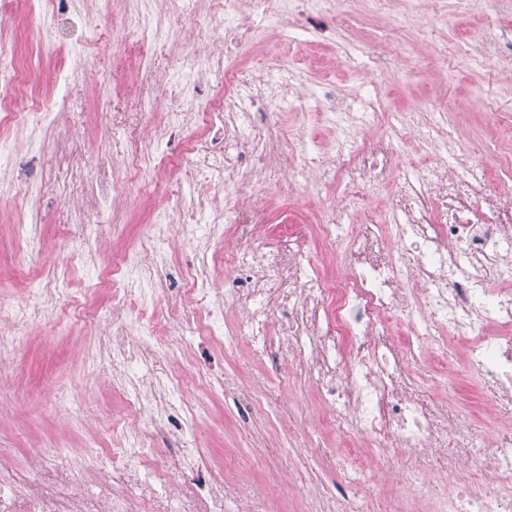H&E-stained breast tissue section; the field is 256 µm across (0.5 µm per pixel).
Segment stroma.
Wrapping results in <instances>:
<instances>
[{
  "mask_svg": "<svg viewBox=\"0 0 512 512\" xmlns=\"http://www.w3.org/2000/svg\"><path fill=\"white\" fill-rule=\"evenodd\" d=\"M418 23L421 30L447 39L454 52L447 62L421 65L420 57L428 55L430 48L419 32L408 33L405 42L409 62L398 65L381 59L369 76L383 93L382 107L432 113L445 102L450 106L449 123H456L458 110H465L467 132L480 135L488 119L487 113L480 110L482 101L492 97L505 99L512 93L496 80L497 61H475L466 49L458 48L457 42L464 39L478 45L497 26L512 25V0H504L498 10L485 14L454 8L444 16L426 13ZM326 25L330 34L303 45L285 41L274 45L264 32H257L253 41L240 50L238 78H247L251 70L266 65L271 58H292L297 62L301 82L311 85L332 79L343 92H351L360 80L358 58L378 56L380 52L373 42V28H348L342 26L337 16L328 18ZM12 42L21 60L36 66L42 79H50L59 51L55 46L37 43L26 18L18 19ZM73 94L90 147L103 146L112 152L123 146L122 140L113 138L109 131L113 113L139 112L148 98L165 97L163 91L149 92L141 86L131 59L113 44L111 23L106 19L100 20L90 34L87 65ZM251 189L272 197L277 211H300L311 224L321 221L331 196L327 190L317 193L307 186L289 183L283 168L267 170L265 178L253 183ZM10 218V212H0V292L23 297L55 276L61 278L72 297L70 307L54 327L33 326L31 336L24 338L13 359L0 366V384L12 396L11 406L0 412V455L22 465L30 449L41 447L47 439H56L62 453L83 447L88 440L87 433L73 426L67 417L36 414L35 404L49 400L57 389L69 392L85 406L88 415L99 414L107 420L123 419L128 401L126 393L113 389L107 379L90 384L81 370L83 360L93 359L105 367L110 360L97 338L84 333L83 312L92 306L102 307L105 300L92 298L82 262L71 254L69 243L61 234L62 225L75 224L74 214L62 199L47 200L41 226L44 253L23 266L17 265L12 257ZM147 221V203L130 198L125 223L100 225L89 248L100 259H109L113 251L142 241ZM179 360L188 374L204 369L223 374L225 379L260 399L254 424L247 428L239 424L233 405L219 398L207 403L197 437L198 447L218 460L223 459L225 449L250 447L260 464L246 490L254 505L263 508L272 499L273 479L282 472V450L288 445L283 428L288 420L306 424L311 431L305 455L292 463L297 486L331 485L347 466L357 462L365 469H373L374 462L365 450L349 455L343 442L325 427L314 387L294 373L291 362L282 364L283 377L278 380L262 364L251 361L241 348L225 359L215 353L207 360H194L186 354L180 355ZM414 373L429 395L444 399L452 394L463 403L459 422L481 426L487 404L480 397L477 383L464 372L446 377L420 364L415 366Z\"/></svg>",
  "mask_w": 512,
  "mask_h": 512,
  "instance_id": "35a3bbf8",
  "label": "stroma"
}]
</instances>
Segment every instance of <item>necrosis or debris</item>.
I'll use <instances>...</instances> for the list:
<instances>
[{
    "label": "necrosis or debris",
    "instance_id": "4bbe7bcc",
    "mask_svg": "<svg viewBox=\"0 0 512 512\" xmlns=\"http://www.w3.org/2000/svg\"><path fill=\"white\" fill-rule=\"evenodd\" d=\"M113 28L122 45L165 40L182 56L178 76L144 63L143 86L180 85L174 104L144 113L122 153L85 154L77 125L57 131L56 113L87 57L89 35L115 0H30L27 19L40 44L67 55L53 69L52 94L9 42L12 0H0V201L23 198L15 239L39 254L40 205L63 195L79 221L71 236L87 244L98 225L120 224L130 194L150 195L149 172L185 173L174 206L157 207L144 243L112 264L92 260L85 274L94 294L112 302L93 316L89 333L106 345L112 385L128 395L127 420L112 445L56 451L35 448L24 467L0 458V512H255L241 494L251 472L243 449L215 464L193 446L199 399L231 400L241 422L257 410L254 398L223 377L186 381L158 367L159 353L180 344L223 350L248 341L254 359L277 369L296 361L328 407V421L345 442L371 438L399 456L408 488L399 512H512V157L490 177L483 157L496 140L461 141L455 127L424 112H388L377 89L362 85L348 97L332 86H303L275 60L250 79L236 78L237 47L256 30L306 41L309 20L340 14L366 22L352 0H182L216 37L197 45L170 0H136ZM370 14L390 18L386 53L401 54L403 35L424 9L447 0H368ZM311 99L325 111L334 135L320 157L302 133L282 138L272 107ZM59 149H52V138ZM413 142L428 166L408 172L399 147ZM55 150L58 167L45 178L35 158ZM300 159L299 176L321 190L336 185V203L319 224L272 223L267 199L250 191L283 155ZM86 170L97 189L66 192L70 172ZM400 180L384 214L369 206ZM193 258L184 288L172 298L160 289L178 251ZM39 305L0 298V364L15 353L33 324L54 326L70 301L67 289L43 288ZM407 316V328L393 323ZM466 339L462 364L494 410L492 434L448 424V407L425 400L410 367L422 357L441 364L449 336ZM345 492L305 491L315 512H353L365 484L351 469Z\"/></svg>",
    "mask_w": 512,
    "mask_h": 512
}]
</instances>
